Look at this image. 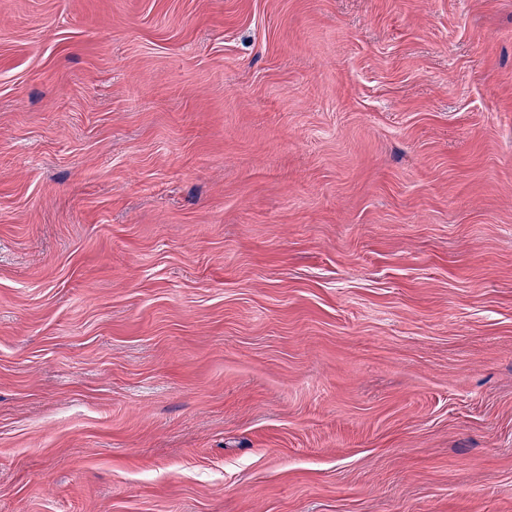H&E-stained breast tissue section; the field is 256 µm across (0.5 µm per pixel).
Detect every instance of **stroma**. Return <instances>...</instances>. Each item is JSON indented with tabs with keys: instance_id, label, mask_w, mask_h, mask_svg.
<instances>
[{
	"instance_id": "1",
	"label": "stroma",
	"mask_w": 512,
	"mask_h": 512,
	"mask_svg": "<svg viewBox=\"0 0 512 512\" xmlns=\"http://www.w3.org/2000/svg\"><path fill=\"white\" fill-rule=\"evenodd\" d=\"M0 512H512V0H0Z\"/></svg>"
}]
</instances>
